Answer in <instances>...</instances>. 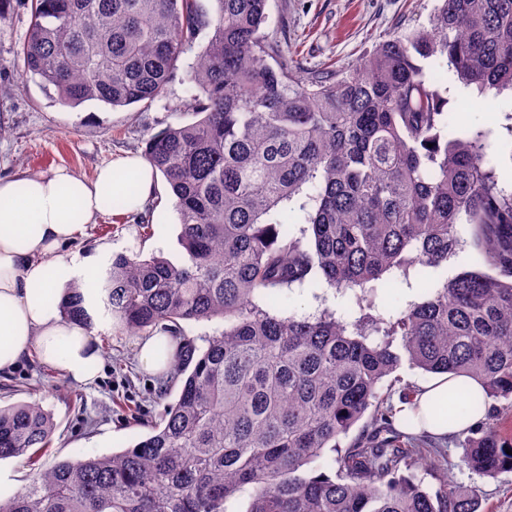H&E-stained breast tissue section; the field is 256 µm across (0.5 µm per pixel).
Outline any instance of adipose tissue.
I'll return each instance as SVG.
<instances>
[{"label":"adipose tissue","mask_w":512,"mask_h":512,"mask_svg":"<svg viewBox=\"0 0 512 512\" xmlns=\"http://www.w3.org/2000/svg\"><path fill=\"white\" fill-rule=\"evenodd\" d=\"M159 175L140 156L128 154L85 179L59 168L51 174L0 177V373H9L37 351L41 360L77 384L93 383L102 354L91 330L66 320L57 304L68 281L92 285L96 257L75 261L69 247L81 229L103 211L107 198L125 200V213H141ZM458 385L443 375L422 386L415 404H401L400 425L454 435L477 425L484 412L446 423L434 421L431 404Z\"/></svg>","instance_id":"adipose-tissue-1"}]
</instances>
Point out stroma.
Masks as SVG:
<instances>
[{"label": "stroma", "mask_w": 512, "mask_h": 512, "mask_svg": "<svg viewBox=\"0 0 512 512\" xmlns=\"http://www.w3.org/2000/svg\"><path fill=\"white\" fill-rule=\"evenodd\" d=\"M30 0H12L11 20L0 25V176L47 175L59 167L92 178L98 167L124 152L143 153L151 136L167 126L191 122L193 92L184 71H176L163 97L102 112L95 102L71 107L53 87L23 80L17 56L30 22ZM436 0H269L262 26L267 38L284 50H297L304 65L315 68L333 60L349 67L396 30H412L428 20ZM154 211L129 216L104 210L85 225L69 251L76 258L112 254H160L180 263L186 254L178 241L179 217L166 183H159ZM151 221L153 235L142 224ZM337 310L357 316L352 299L336 298L328 288H307L280 296L279 314ZM93 334L103 348L101 377L84 385L62 378L37 355L24 358L10 373L0 375V405L36 402L55 425L43 465L82 454H109L135 444L146 430L132 425V411L158 419L163 403L155 394L161 375L142 371L138 339L116 336L109 318L96 316ZM448 467L454 480L483 491L482 512H512V472L496 478L461 467L460 438L447 443Z\"/></svg>", "instance_id": "obj_1"}]
</instances>
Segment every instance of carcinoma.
I'll return each instance as SVG.
<instances>
[{
	"mask_svg": "<svg viewBox=\"0 0 512 512\" xmlns=\"http://www.w3.org/2000/svg\"><path fill=\"white\" fill-rule=\"evenodd\" d=\"M32 0L17 55L64 103L113 109L160 97L203 41L188 81L196 120L169 126L144 156L169 186L186 260L112 255L91 298L71 281L58 304L89 329L103 302L121 333L165 335L172 361L160 419L135 445L36 469L0 512H479L481 491L446 478L430 493L403 474L436 465L432 435L395 426L384 383L403 364L480 382L435 416L474 411L460 463L512 472V189L490 156L491 126L458 100L512 98V0H439L428 25L397 33L350 69L314 71L262 32L269 0ZM302 213L286 225L282 207ZM468 226L471 240L463 236ZM475 269L432 281L384 311L378 288L448 265L466 244ZM326 286L359 317L286 316L268 300ZM224 320L202 350L183 324ZM357 430L344 447L340 439ZM54 424L34 403L0 407V459L31 458Z\"/></svg>",
	"mask_w": 512,
	"mask_h": 512,
	"instance_id": "cac0c4a2",
	"label": "carcinoma"
}]
</instances>
